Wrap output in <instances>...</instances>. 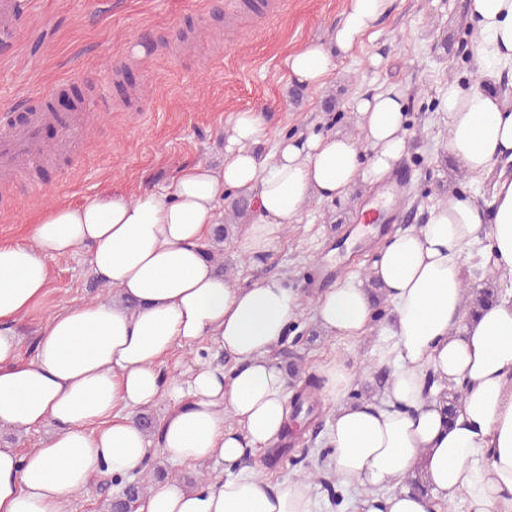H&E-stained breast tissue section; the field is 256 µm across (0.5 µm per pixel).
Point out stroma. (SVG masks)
Masks as SVG:
<instances>
[{
	"mask_svg": "<svg viewBox=\"0 0 512 512\" xmlns=\"http://www.w3.org/2000/svg\"><path fill=\"white\" fill-rule=\"evenodd\" d=\"M30 2L0 48V120L19 99L58 83L71 84L83 95L94 86H110L112 106L106 112L88 108L79 147L43 172V189H30L24 177L0 182V243L27 242L29 225L49 207L103 192L135 198L168 184L184 165H219L224 135L237 113L261 114L267 137L259 149L267 154L285 135L357 134L354 97L390 85L406 89L410 151L402 166L409 178L401 204L391 205L376 237L347 247L345 258H337V240L347 237L378 195L363 188L340 200H310L264 257L248 256L238 233L220 244V264L237 285L278 276L304 296L288 341L275 353L280 367L298 362L307 373L318 374L335 360L353 371L377 366L390 306L380 305L366 336L343 340L328 336L315 322L316 298L335 288L337 270L367 278L382 245L424 224L432 205L449 194L472 196L485 206L492 202L491 180L472 185L448 152L440 97L449 77L477 78L467 0H393L374 33L336 59L333 74L318 88L289 80L285 60L310 42L328 43L348 0H277V9L264 15L243 6L226 13L225 0ZM374 55L381 59L376 67L369 64ZM48 265V294L17 324L25 358L33 355L35 337L49 316L110 295L96 282L84 255L55 258ZM335 409L334 401H323L319 417L300 433L290 454L272 451L249 459L247 472L273 488L297 477L292 459L319 466Z\"/></svg>",
	"mask_w": 512,
	"mask_h": 512,
	"instance_id": "stroma-1",
	"label": "stroma"
}]
</instances>
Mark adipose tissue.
Returning a JSON list of instances; mask_svg holds the SVG:
<instances>
[{
  "label": "adipose tissue",
  "instance_id": "adipose-tissue-1",
  "mask_svg": "<svg viewBox=\"0 0 512 512\" xmlns=\"http://www.w3.org/2000/svg\"><path fill=\"white\" fill-rule=\"evenodd\" d=\"M391 2L349 0L330 46L311 43L289 56V79L324 84L334 57L372 32ZM469 18L480 83L452 79L440 94L448 149L465 176L498 177L493 210L471 197L435 204L425 224L380 250L370 276L394 313L380 355L392 370L384 406L347 401L356 376L344 364L324 370L322 394L338 403L325 464L341 487L362 489L357 512H440L460 497L467 512H512V299L473 320L464 294L471 254L512 273V100L482 89L512 73V0H469ZM404 99L396 86L355 97L360 137H283L266 156L255 149L266 136L260 113H237L220 166L184 167L135 199L101 193L49 208L28 243L0 244V429L40 437L24 451L0 446V512H70L71 496L95 477L141 474L153 456L187 466L215 459L225 475L193 489L149 487L140 512H314L305 481L271 489L240 469L277 441L288 416V382L273 353L302 299L282 279L234 284L205 247L225 191L254 199L259 218L243 247L260 257L311 199L382 184L408 148ZM80 251L111 299L51 315L34 357L22 359L13 326L47 294V258ZM373 316L355 276L314 306L333 337L365 335ZM206 340L232 371L198 362L163 379L175 349ZM454 388L463 399L450 424L441 394ZM164 398L172 407L153 438L133 415ZM417 470L427 495L406 483Z\"/></svg>",
  "mask_w": 512,
  "mask_h": 512
}]
</instances>
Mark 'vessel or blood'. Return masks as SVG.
<instances>
[{
    "label": "vessel or blood",
    "instance_id": "1",
    "mask_svg": "<svg viewBox=\"0 0 512 512\" xmlns=\"http://www.w3.org/2000/svg\"><path fill=\"white\" fill-rule=\"evenodd\" d=\"M84 105L56 112L44 107L42 98H34L11 122L0 129V179L9 181L30 167L49 161L53 152L72 147L84 128ZM53 125L57 137L53 145L43 142V129Z\"/></svg>",
    "mask_w": 512,
    "mask_h": 512
}]
</instances>
